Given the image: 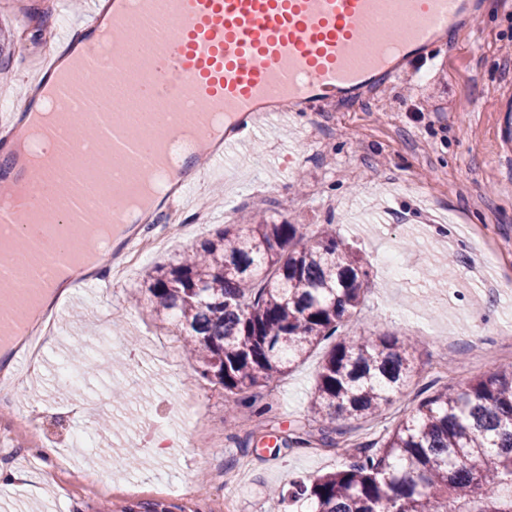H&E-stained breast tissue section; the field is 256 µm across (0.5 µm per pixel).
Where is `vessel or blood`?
<instances>
[{"mask_svg":"<svg viewBox=\"0 0 512 512\" xmlns=\"http://www.w3.org/2000/svg\"><path fill=\"white\" fill-rule=\"evenodd\" d=\"M88 0L79 35L59 32L51 53L34 66L32 95L58 93L53 130L63 151L79 149L81 166L48 163L36 200L57 210L65 233L112 220L85 203L83 172L106 146L140 171L142 180L168 164L166 144L191 134L194 148L180 167L207 185L224 153L247 131L284 112H307L409 72L416 56L447 48L445 36L476 23L481 0ZM111 44L110 74L94 82L102 37ZM223 114L224 130L211 119ZM28 212L0 200V236L15 234ZM35 338L28 313L0 306V339Z\"/></svg>","mask_w":512,"mask_h":512,"instance_id":"1","label":"vessel or blood"}]
</instances>
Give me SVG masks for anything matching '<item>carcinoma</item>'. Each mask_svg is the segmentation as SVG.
Returning a JSON list of instances; mask_svg holds the SVG:
<instances>
[{"mask_svg":"<svg viewBox=\"0 0 512 512\" xmlns=\"http://www.w3.org/2000/svg\"><path fill=\"white\" fill-rule=\"evenodd\" d=\"M368 280L367 263L331 227L308 236L295 224H253L155 267L144 301L190 338L198 376L235 395L277 382L334 340L312 411L344 462L274 491L277 501H310L316 512H448L450 501L456 512H512V365L434 390L377 441L341 448L332 437L346 431L331 424L377 416L413 377L415 343L342 334Z\"/></svg>","mask_w":512,"mask_h":512,"instance_id":"1","label":"carcinoma"}]
</instances>
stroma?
Masks as SVG:
<instances>
[{
    "mask_svg": "<svg viewBox=\"0 0 512 512\" xmlns=\"http://www.w3.org/2000/svg\"><path fill=\"white\" fill-rule=\"evenodd\" d=\"M32 50L6 45L0 94L21 101L20 72ZM512 91V10L487 5L470 28L448 36V51L413 72L315 112H291L247 133L225 156L214 186L161 204L150 224L134 227L121 254L147 235L166 244L121 278L97 270V282L61 298L57 328L43 345L31 382L0 395V430L9 458L0 470L28 463V480L0 487V512H300L269 492L293 480L335 471L334 448L312 441L284 447L282 437L312 425L311 400L325 348L258 389L265 411L233 407L222 386L199 379L183 338L167 318L135 306L155 266L180 259L243 212L299 225L310 233L335 225L369 265L360 312L344 334L415 338L417 374L404 394L373 419L354 422L359 444L377 439L413 410L425 386H463L490 369L484 348L512 364V153L498 135L500 99ZM184 222L172 232L167 217ZM77 380L61 382L60 361ZM98 403L97 418L78 413ZM204 412L216 448L191 445L184 419ZM51 413L46 440L89 433L69 469L32 462L28 432L17 426L30 409ZM277 457L267 464L265 454ZM94 474L98 484L82 477ZM188 482L194 498L180 496Z\"/></svg>",
    "mask_w": 512,
    "mask_h": 512,
    "instance_id": "1",
    "label": "stroma"
}]
</instances>
